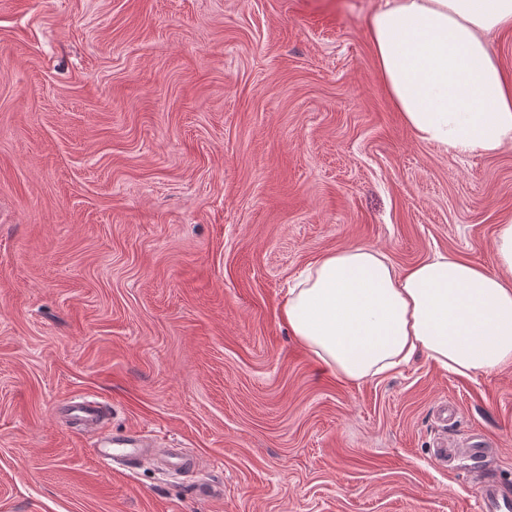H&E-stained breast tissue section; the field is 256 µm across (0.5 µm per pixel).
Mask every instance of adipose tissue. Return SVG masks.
I'll list each match as a JSON object with an SVG mask.
<instances>
[{
    "label": "adipose tissue",
    "mask_w": 512,
    "mask_h": 512,
    "mask_svg": "<svg viewBox=\"0 0 512 512\" xmlns=\"http://www.w3.org/2000/svg\"><path fill=\"white\" fill-rule=\"evenodd\" d=\"M512 30V0H378L367 19L376 68L406 127L457 156L512 148V75L486 37ZM497 272L434 253L398 272L356 245L319 256L281 305L292 336L352 385L422 355L449 373L512 365V219L496 228Z\"/></svg>",
    "instance_id": "ef3b65f1"
}]
</instances>
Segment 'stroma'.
I'll use <instances>...</instances> for the list:
<instances>
[{
  "label": "stroma",
  "instance_id": "1",
  "mask_svg": "<svg viewBox=\"0 0 512 512\" xmlns=\"http://www.w3.org/2000/svg\"><path fill=\"white\" fill-rule=\"evenodd\" d=\"M375 4L0 0V512H474L485 476L512 489V366L350 385L280 317L351 245L497 270L512 150L409 132ZM83 397L194 471L102 466L63 415Z\"/></svg>",
  "mask_w": 512,
  "mask_h": 512
}]
</instances>
